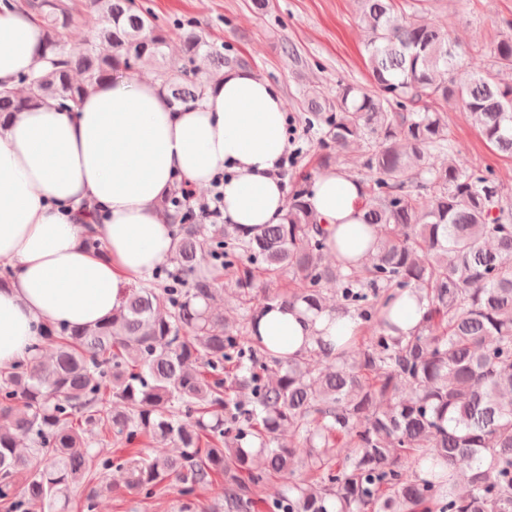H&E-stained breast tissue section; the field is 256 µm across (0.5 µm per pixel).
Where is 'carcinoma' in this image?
<instances>
[{"instance_id":"obj_1","label":"carcinoma","mask_w":512,"mask_h":512,"mask_svg":"<svg viewBox=\"0 0 512 512\" xmlns=\"http://www.w3.org/2000/svg\"><path fill=\"white\" fill-rule=\"evenodd\" d=\"M357 2L370 84H339L333 98L312 85L304 95L308 125L333 147L321 171L353 152L364 158L374 254L325 263L326 231L305 188L279 223L252 234L196 224L163 198L161 216L178 226L173 269L129 289L102 323L48 327L51 364L38 346L0 369L5 512H63L76 488L93 512L100 479L121 469L148 496L174 479L187 502L222 473L224 512H250L272 476L284 480L273 512H512V195L488 169L426 163L454 149L440 102L463 107L512 158V84L499 78L512 70V25L488 47L489 66L470 71L417 3ZM15 7L41 24L44 42L39 66L0 91L1 118L49 101L74 109L144 58L165 56L169 33L131 0H86L102 28L79 47L74 0ZM185 43L199 78L155 72L177 108L199 103L208 80L239 64L200 33ZM200 252L237 274L245 315L236 327L209 307L217 280L189 279ZM406 292L427 308L401 336L390 310ZM274 301L350 313L358 329L339 348L320 339L301 355H276L254 330ZM284 430L300 447L279 441ZM110 433L126 447L146 438L179 451L126 458L103 447ZM253 440L254 452L244 447Z\"/></svg>"}]
</instances>
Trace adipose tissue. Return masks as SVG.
Returning <instances> with one entry per match:
<instances>
[{
    "label": "adipose tissue",
    "instance_id": "adipose-tissue-1",
    "mask_svg": "<svg viewBox=\"0 0 512 512\" xmlns=\"http://www.w3.org/2000/svg\"><path fill=\"white\" fill-rule=\"evenodd\" d=\"M43 33L27 15L0 11V86L36 67ZM281 94L234 69L209 82L198 105L173 108L158 83L118 79L74 112L39 106L0 125V368L27 361L49 324H98L130 288L172 255V225L158 204L183 180L208 186L225 172L224 221L249 230L278 223L288 148ZM364 187L332 170L315 180L310 205L338 258L361 260L374 242L364 222ZM103 219L91 226L86 210ZM103 234L105 255L83 244ZM259 333L273 352L297 354L320 336H351L352 316L305 304L271 303Z\"/></svg>",
    "mask_w": 512,
    "mask_h": 512
}]
</instances>
